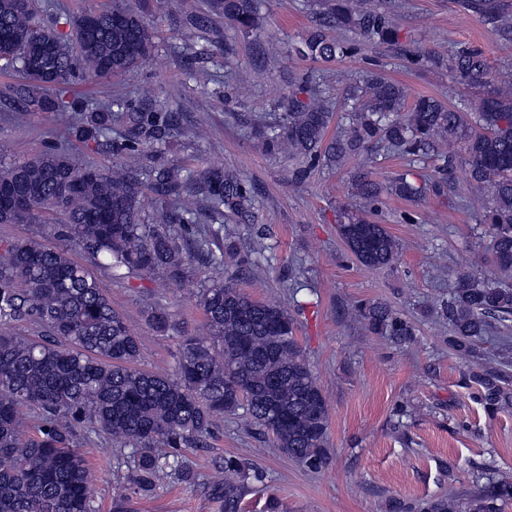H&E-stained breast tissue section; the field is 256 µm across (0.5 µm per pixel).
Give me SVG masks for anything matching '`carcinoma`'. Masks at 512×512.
<instances>
[{"label": "carcinoma", "mask_w": 512, "mask_h": 512, "mask_svg": "<svg viewBox=\"0 0 512 512\" xmlns=\"http://www.w3.org/2000/svg\"><path fill=\"white\" fill-rule=\"evenodd\" d=\"M364 0H322L318 21L293 55L328 63L354 54V43L328 31H350L362 41L385 45L411 64H445L443 57L407 50L400 42L396 4L355 9ZM469 7L496 24L512 42V20L497 0H471ZM143 5L112 0L97 10L98 25L88 35L81 17L68 37L45 25L36 5L21 11L16 0H0V72L22 77L13 92L28 112L71 109L51 91L74 76H119L142 66L154 41L142 19ZM212 18L224 20L243 36L262 25L260 0H209ZM53 43L47 75L30 70L33 36ZM461 84L477 91L474 108L450 107L439 99L411 94L401 83L373 73L334 100L310 73L292 84L279 124L266 135V149L300 162L297 175L314 165L336 167L384 143L413 162L432 160L421 182L401 173L380 183L360 173L354 195L361 211H342L338 237L366 267H384L398 254V243L374 220L385 195L419 201L439 194L454 168V140L466 142L470 207L490 240L493 265L512 278V81L490 79L483 55L463 48L451 58ZM348 113L349 125L326 138L334 112ZM180 113L154 92L140 94L139 106L116 115L107 106L69 115L70 131L82 142L99 143L114 122L123 128V161L105 171L79 165L63 149L49 150L0 169V187H13L27 203L28 223L49 225L52 240L0 241V512H97L77 436L106 434L130 450L131 484L145 496L162 476L189 482L193 474L184 451L213 435L226 415L243 417L272 435L275 446L312 471L328 462V409L325 396L294 336L288 310L253 299L229 281L213 279L199 294L209 338H185L175 372L138 366L141 348L123 315L101 288L94 272L76 260L80 252L127 278L166 271L178 273L185 255L171 225L184 214L205 211L212 218L243 217L254 202L253 189L237 174L207 169L183 175L170 165L163 147ZM146 172L162 207L151 216L140 205ZM196 180L202 197L186 189ZM448 322V347L472 362L476 398L489 410L512 400L505 367L483 363L481 343L512 322V288L493 286L462 273L441 307ZM355 316L375 334L402 342L412 324L380 302L355 307ZM153 329L165 334L171 317L150 308ZM211 478L224 512H241L249 484L263 475L239 456L224 457ZM512 500V482L489 479L459 500L432 497L418 504L396 501L393 512H500Z\"/></svg>", "instance_id": "1"}]
</instances>
